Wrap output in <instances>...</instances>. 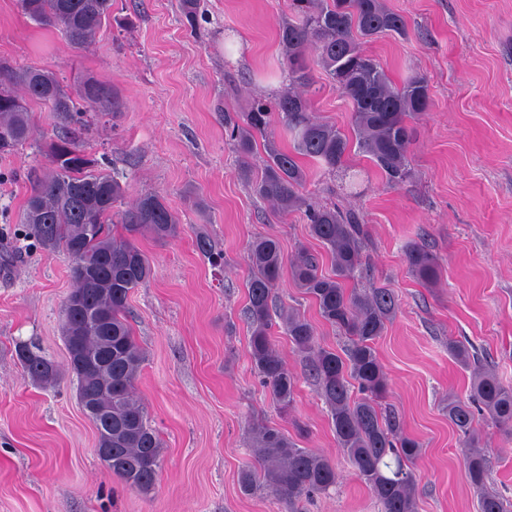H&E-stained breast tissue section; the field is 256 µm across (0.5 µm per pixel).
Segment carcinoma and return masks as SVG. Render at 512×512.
Returning a JSON list of instances; mask_svg holds the SVG:
<instances>
[{"mask_svg":"<svg viewBox=\"0 0 512 512\" xmlns=\"http://www.w3.org/2000/svg\"><path fill=\"white\" fill-rule=\"evenodd\" d=\"M34 22L62 30L69 45L89 49L109 23L112 0H18ZM383 36H407L403 17L384 0H292L291 16L278 30L282 69L288 84L275 108L256 100L246 112H224V131L242 158L240 176L252 192L286 216L302 211L310 235L326 249L331 271L318 258L298 248L290 274L302 293L318 307L320 317L347 343L342 352L317 344L314 325L292 309L280 315L285 333L309 361L310 374L326 401L339 448L355 474L375 494L382 512H415V460L422 444L400 430L396 417L382 411L388 381L375 342L393 322L398 299L388 288H350L361 268L366 232L359 217L336 207L307 202L301 188L307 172L300 158L330 171L343 167L355 149L368 157L386 182L404 183L410 176L408 155L414 132L407 120L430 105L429 85L421 76L395 84L362 44ZM319 65L336 90L352 105L355 141L310 115L311 97L319 88L308 57ZM45 105L73 127L48 147L50 174L33 182L21 223L39 244L61 252L70 263L73 290L62 304L63 339L70 372L98 414L88 415L102 447H112V473L141 493L153 490L160 466V440L144 405L135 398L143 355L128 320L129 293L150 277L149 257L135 240L146 233L164 240L176 232L178 218L159 194L138 198L120 209L124 188L115 176L97 169L81 141L90 112L117 111L112 87L93 77L69 89L46 68L30 66L0 71V155L14 153L32 136L28 103ZM290 135L286 149L265 138L274 122ZM264 137L266 159L259 172L248 158L256 137ZM119 224L123 234L112 235ZM405 260L425 281L437 276L438 259L417 243L407 246ZM247 319L249 354L261 383L282 412L295 401L296 378L271 341L276 290L284 257L273 238H259L250 248ZM448 352L472 369L469 393L448 398V421L462 436L465 477L481 512H507L504 500L487 487L490 457L476 414L512 434V386L503 384L472 362L463 341L448 343ZM16 358L24 374L42 385L56 383L55 363L36 346H18ZM258 466L241 471L243 493H267L295 505L336 484V468L326 457L302 448L268 424L252 427Z\"/></svg>","mask_w":512,"mask_h":512,"instance_id":"1","label":"carcinoma"}]
</instances>
